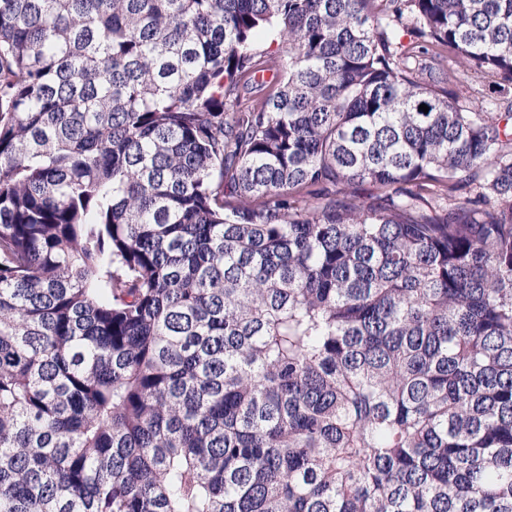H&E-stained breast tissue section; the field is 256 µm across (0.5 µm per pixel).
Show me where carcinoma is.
I'll list each match as a JSON object with an SVG mask.
<instances>
[{"label":"carcinoma","mask_w":512,"mask_h":512,"mask_svg":"<svg viewBox=\"0 0 512 512\" xmlns=\"http://www.w3.org/2000/svg\"><path fill=\"white\" fill-rule=\"evenodd\" d=\"M510 87L512 0H0V512H512Z\"/></svg>","instance_id":"carcinoma-1"}]
</instances>
